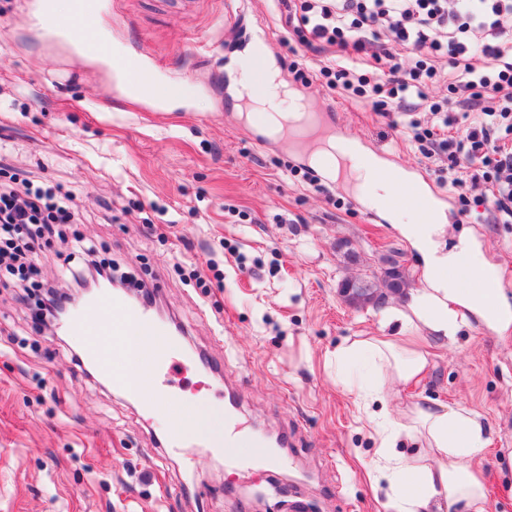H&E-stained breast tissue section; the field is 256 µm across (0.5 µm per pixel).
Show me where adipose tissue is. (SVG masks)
<instances>
[{
    "mask_svg": "<svg viewBox=\"0 0 512 512\" xmlns=\"http://www.w3.org/2000/svg\"><path fill=\"white\" fill-rule=\"evenodd\" d=\"M348 167L370 208L381 209L395 194L397 178L375 176L353 158ZM445 227L439 216L423 228L415 222L400 227L420 252L426 268L444 271L440 277L425 276L424 286L410 292L405 309L393 313V320L406 328V335L346 340L335 351L337 361L365 357L392 382L405 384L420 376L428 364L426 351L410 337V330L425 329L451 342L473 316L492 328L512 327V303L500 289L473 290L456 277L458 269L480 268V255L467 240L450 251L441 250L438 239ZM364 397L379 405L373 414L379 441L377 458L369 472L374 480L384 479L389 484L384 512H488L487 489L476 472L486 439L475 410L417 403L396 417L382 404L378 386L366 388ZM404 437L416 443L414 456L398 451Z\"/></svg>",
    "mask_w": 512,
    "mask_h": 512,
    "instance_id": "1",
    "label": "adipose tissue"
}]
</instances>
